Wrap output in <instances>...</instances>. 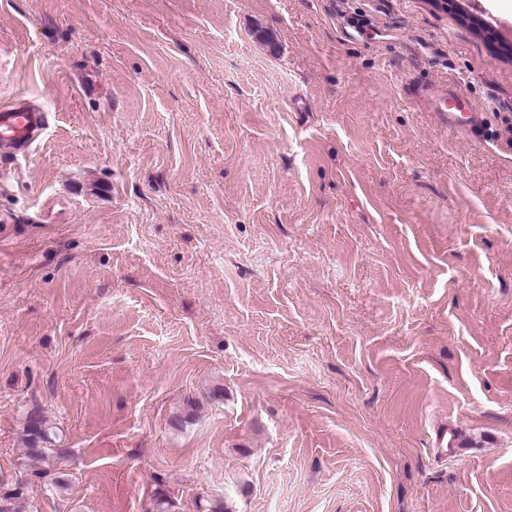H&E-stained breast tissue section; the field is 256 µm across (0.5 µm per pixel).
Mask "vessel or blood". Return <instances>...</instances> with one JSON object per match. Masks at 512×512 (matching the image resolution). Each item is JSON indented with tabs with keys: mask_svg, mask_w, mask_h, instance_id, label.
I'll use <instances>...</instances> for the list:
<instances>
[{
	"mask_svg": "<svg viewBox=\"0 0 512 512\" xmlns=\"http://www.w3.org/2000/svg\"><path fill=\"white\" fill-rule=\"evenodd\" d=\"M421 98L427 101L436 120L450 131L461 133L475 139L488 135L484 113L474 110L454 112L446 106L444 96L424 89ZM48 123V115L34 104L15 100L0 104V151L18 155L28 153Z\"/></svg>",
	"mask_w": 512,
	"mask_h": 512,
	"instance_id": "vessel-or-blood-1",
	"label": "vessel or blood"
}]
</instances>
